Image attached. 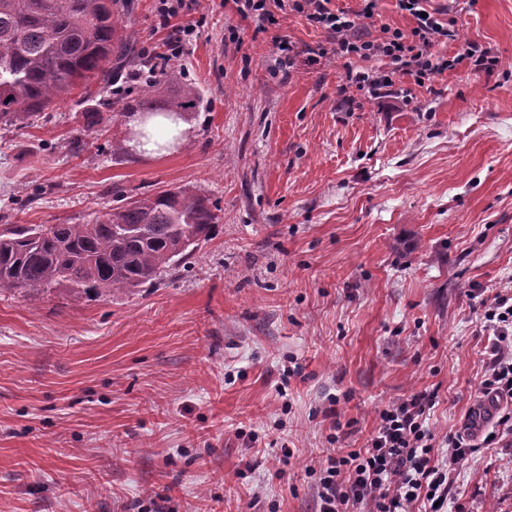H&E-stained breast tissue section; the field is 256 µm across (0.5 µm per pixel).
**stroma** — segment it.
<instances>
[{
    "label": "stroma",
    "instance_id": "obj_1",
    "mask_svg": "<svg viewBox=\"0 0 512 512\" xmlns=\"http://www.w3.org/2000/svg\"><path fill=\"white\" fill-rule=\"evenodd\" d=\"M476 43L430 87L402 77L350 110L344 61L305 17L269 35L221 0L167 80L203 95L170 154L112 157L126 122L87 126L106 96L76 87L28 127L0 124V225L86 224L117 191L201 188L218 231L149 288L38 303L0 294V512H314L305 465L335 406L346 445L379 411L434 390L437 440L478 404L484 337L472 288L512 289V0H432ZM134 0L139 51L172 36ZM294 455L284 458L281 444ZM450 512H512V446L452 476Z\"/></svg>",
    "mask_w": 512,
    "mask_h": 512
}]
</instances>
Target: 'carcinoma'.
Returning <instances> with one entry per match:
<instances>
[{
	"instance_id": "cac0c4a2",
	"label": "carcinoma",
	"mask_w": 512,
	"mask_h": 512,
	"mask_svg": "<svg viewBox=\"0 0 512 512\" xmlns=\"http://www.w3.org/2000/svg\"><path fill=\"white\" fill-rule=\"evenodd\" d=\"M131 0H0V123L24 125L63 102L78 84L112 87L126 68L144 76L142 94L114 93L98 124L140 115L194 112L202 94L186 83L162 104L175 61L134 56ZM202 192L186 186L122 196L88 224H6L0 228V293L36 302L49 289L74 294L134 291L196 255L219 221Z\"/></svg>"
}]
</instances>
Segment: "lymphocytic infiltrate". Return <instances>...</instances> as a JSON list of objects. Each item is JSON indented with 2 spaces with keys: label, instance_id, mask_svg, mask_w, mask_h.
I'll list each match as a JSON object with an SVG mask.
<instances>
[{
  "label": "lymphocytic infiltrate",
  "instance_id": "f902f5d3",
  "mask_svg": "<svg viewBox=\"0 0 512 512\" xmlns=\"http://www.w3.org/2000/svg\"><path fill=\"white\" fill-rule=\"evenodd\" d=\"M241 20L255 22L256 32L265 33L291 13L305 16L310 25L323 30L331 47L316 46L314 58L335 51L346 66L340 93L374 91L393 86L397 77L408 75L418 85L468 64L471 72L492 74L497 59L490 50L467 45L463 53L448 56L440 45L455 41L456 31L447 10L428 9V0H396L400 12L414 21L410 31L382 26L380 36H371L366 22L373 18L376 0H361L357 11L333 8V0H225ZM198 0H157L159 27L180 26L166 46V54L179 56L193 37L196 26L187 16ZM382 60V68L357 69L349 59ZM475 311L486 334L487 365L476 391L480 400L491 404L495 419L488 427L476 422L448 435L447 449L436 452L435 435L427 423L436 392L419 391L380 411L377 422L360 448L341 447L340 434H332L337 451L308 466L314 478L315 512H414L416 502L425 500L429 512H444L457 466L478 449L512 438V293L483 288L475 293Z\"/></svg>",
  "mask_w": 512,
  "mask_h": 512
}]
</instances>
